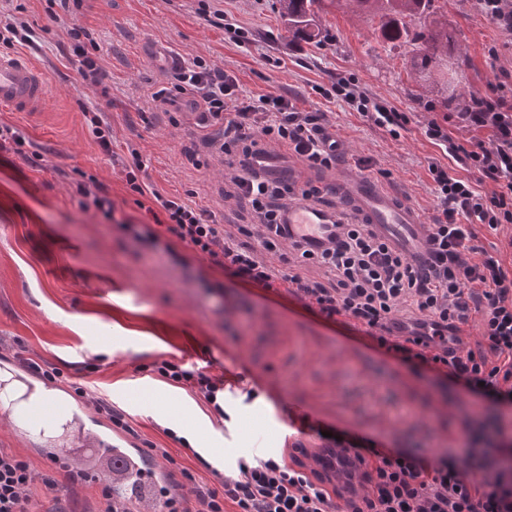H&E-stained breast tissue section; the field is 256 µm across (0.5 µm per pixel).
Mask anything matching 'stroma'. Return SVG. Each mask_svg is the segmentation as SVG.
<instances>
[{"instance_id": "obj_1", "label": "stroma", "mask_w": 512, "mask_h": 512, "mask_svg": "<svg viewBox=\"0 0 512 512\" xmlns=\"http://www.w3.org/2000/svg\"><path fill=\"white\" fill-rule=\"evenodd\" d=\"M33 32L34 46L0 44L39 67L49 88L37 113L0 107V125L21 137L18 151L0 154V365L22 371L32 358L62 375L75 411L116 428L95 404L124 413L135 445L167 449L157 467L197 468L204 483L241 457L290 453L295 441L318 451L321 433L294 438L285 410L320 420L323 431L375 441L401 453L438 460L461 456L457 419L465 412L498 415L512 437V407L492 402L446 377L398 363L341 322L312 312L288 294H274L211 269L174 242L153 253L125 237L117 222H149L135 203L126 173L141 165L152 187L181 197L225 231L252 223L246 201L232 197L223 155L200 140L198 112L174 110L151 94L171 82L169 58H200L233 71L243 94L289 91L302 109L320 108L341 143L349 167L411 203L425 223L435 215L428 162L440 149L424 135L442 111V86L421 88L407 72L406 48L379 35L376 21L330 10L320 18L321 46L284 38L277 0H81L73 22L56 20L49 0H14ZM465 45L461 86L493 83L485 62L496 33L469 0H435ZM223 26L213 23L215 12ZM90 30L110 88L104 101L87 88L71 46V26ZM354 78L411 122L398 137L318 92L330 74ZM112 127L103 149L91 125ZM104 184L112 218L84 210L74 196L80 181ZM208 361L229 391L223 414L213 413L189 388L173 386L149 364ZM254 398H247V390ZM190 411L199 438L179 444L163 433L166 418ZM34 439L0 412V448L30 458L36 475L52 474L34 456ZM206 459L208 468L197 466Z\"/></svg>"}]
</instances>
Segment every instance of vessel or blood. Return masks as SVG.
<instances>
[{
	"label": "vessel or blood",
	"mask_w": 512,
	"mask_h": 512,
	"mask_svg": "<svg viewBox=\"0 0 512 512\" xmlns=\"http://www.w3.org/2000/svg\"><path fill=\"white\" fill-rule=\"evenodd\" d=\"M45 81L35 66L18 56L0 55V106L17 112L38 111L46 97ZM332 189L343 202L345 215L372 225L377 233L415 263L427 258L428 227L419 212L398 199L391 191L364 175L356 174L349 166H338L330 181ZM288 221L292 224H314L325 227L326 221L317 207L307 203L289 206ZM86 448L92 455L78 453L76 466L87 465L89 458H97L98 469L115 484H122V477L113 470L112 459L119 456L126 460L141 458L137 448L105 447L94 427L83 430Z\"/></svg>",
	"instance_id": "b4317fda"
}]
</instances>
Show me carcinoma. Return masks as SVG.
<instances>
[{"mask_svg": "<svg viewBox=\"0 0 512 512\" xmlns=\"http://www.w3.org/2000/svg\"><path fill=\"white\" fill-rule=\"evenodd\" d=\"M279 14L288 39L319 45L324 38L319 14L330 7H344L357 17L379 19L382 38L412 47L410 78L421 86L442 74L443 63L456 68L466 64L465 48L454 32L448 30V17L432 10V0H278ZM419 21V27L410 25ZM445 102L465 112L471 105V93L448 84Z\"/></svg>", "mask_w": 512, "mask_h": 512, "instance_id": "1", "label": "carcinoma"}]
</instances>
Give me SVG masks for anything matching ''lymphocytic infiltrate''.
I'll use <instances>...</instances> for the list:
<instances>
[{
    "label": "lymphocytic infiltrate",
    "instance_id": "obj_1",
    "mask_svg": "<svg viewBox=\"0 0 512 512\" xmlns=\"http://www.w3.org/2000/svg\"><path fill=\"white\" fill-rule=\"evenodd\" d=\"M474 12L500 35L487 50L496 65L494 84L477 90L467 112L428 122L425 134L438 145L444 161L428 166L436 193L437 215L429 227L428 259L414 266L390 247L371 225L342 218L328 236L300 234L285 216L292 200L318 201L322 189L290 178L265 176V146H287L308 168L324 170L342 156L341 145L319 109L299 110L291 96L244 97L234 72L196 59L176 66L170 86L155 99L176 103L188 98L200 109V128L223 127L222 139L210 144L232 169L236 196L251 206L255 228L205 223L180 199L147 192L135 171L126 181L141 194L149 224L120 222L122 232L154 251L170 239L203 255L224 274L268 291L286 290L332 320L362 331L396 361L425 367L502 403L512 402V268L498 248L478 246L484 229L512 224V70L500 66L503 50H512V0H472ZM323 95L338 99L362 117L397 135L410 122L407 113L369 96L345 77H333ZM471 131V138L449 136V123ZM457 174H450L449 166ZM258 234L264 249L277 253L279 267L260 260L245 237ZM290 252H280L282 243ZM317 264L334 274L323 284L298 273ZM408 308L409 318L399 316ZM481 317L482 341L464 345L463 327L471 313ZM154 370L168 382L190 388L215 414L224 412V378L202 367L162 360ZM463 459L430 463L420 454L380 451L352 442L328 440L323 454H309L295 442L288 457L239 458L216 485L199 481L195 469L180 468L159 492L167 512H512V468L498 450L505 446L499 417L464 414ZM57 475L44 478L56 512H67L71 487H99L97 512H127L98 476L71 468L64 457L51 459ZM37 480L24 457L0 450V512H28V491Z\"/></svg>",
    "mask_w": 512,
    "mask_h": 512
}]
</instances>
